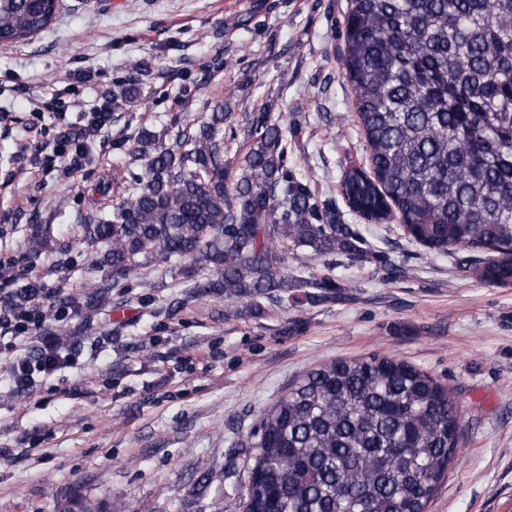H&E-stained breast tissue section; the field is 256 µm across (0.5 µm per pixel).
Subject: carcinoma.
Instances as JSON below:
<instances>
[{"instance_id": "1", "label": "carcinoma", "mask_w": 512, "mask_h": 512, "mask_svg": "<svg viewBox=\"0 0 512 512\" xmlns=\"http://www.w3.org/2000/svg\"><path fill=\"white\" fill-rule=\"evenodd\" d=\"M54 0H0V44L23 41L55 17ZM342 72L369 170L340 183L370 223L399 220L435 253L480 254L478 276L512 282V0H347ZM215 111L166 144L138 132L116 199L81 225L103 275L85 299L58 308L86 318L149 258L184 256L193 295L288 305L297 288L336 294L330 276H288L276 240L305 257L358 251L302 173L288 168V125L261 109L244 135L239 173L224 167ZM31 228L28 251L47 245ZM8 307L34 284L16 279ZM460 420L448 389L403 361L334 359L290 384L264 412L240 512H426L453 459Z\"/></svg>"}]
</instances>
